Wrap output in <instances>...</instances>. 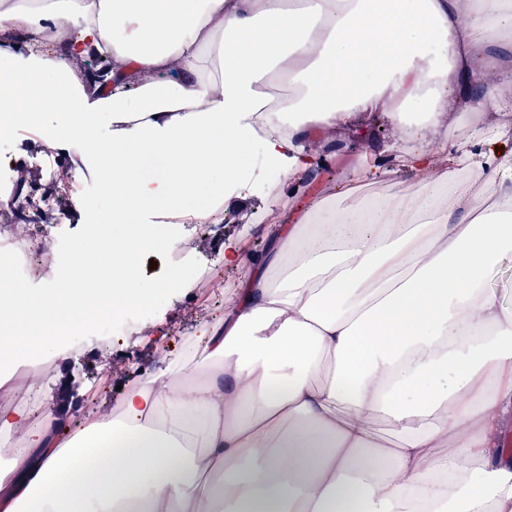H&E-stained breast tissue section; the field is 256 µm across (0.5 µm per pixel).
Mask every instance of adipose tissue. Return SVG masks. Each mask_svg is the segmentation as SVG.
Here are the masks:
<instances>
[{"mask_svg": "<svg viewBox=\"0 0 512 512\" xmlns=\"http://www.w3.org/2000/svg\"><path fill=\"white\" fill-rule=\"evenodd\" d=\"M27 26L112 60L88 96L47 52L6 47L0 81L20 115L69 112L47 149L111 113L88 160L113 191L122 231L98 239L121 285H89L100 255L77 251L70 291L1 292L16 323L0 358L47 353L42 333L78 301H146L135 281L153 242L131 201L176 200L217 165L197 215L227 213L256 115L286 189L261 255L224 256L237 285L187 393L147 380L77 429L0 405V431L26 430L0 512H512V308L488 285L512 252V151L491 126L443 161L420 142L449 105L504 112L487 74L512 76V0H0V29ZM45 82L51 96L32 99ZM357 112L399 121L387 151L416 178L380 193L370 222L369 155L342 192L306 181L308 142Z\"/></svg>", "mask_w": 512, "mask_h": 512, "instance_id": "obj_1", "label": "adipose tissue"}]
</instances>
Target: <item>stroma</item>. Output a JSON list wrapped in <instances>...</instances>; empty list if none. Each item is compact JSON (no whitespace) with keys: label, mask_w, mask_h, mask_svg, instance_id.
<instances>
[{"label":"stroma","mask_w":512,"mask_h":512,"mask_svg":"<svg viewBox=\"0 0 512 512\" xmlns=\"http://www.w3.org/2000/svg\"><path fill=\"white\" fill-rule=\"evenodd\" d=\"M328 138L332 147L321 153L322 167L332 180L338 181L349 174L359 154L380 153L397 135L388 116L359 112L337 121ZM56 160L64 166L81 168L82 178L95 185L86 204L67 210L58 243L69 252L80 248L95 250V241L84 233L82 223L94 219L111 224L112 191L107 185L98 184V176L88 162L78 161L76 145H69L57 154ZM240 166L251 172L247 198L228 219L209 232L191 222L173 227L175 237L187 244L181 256L191 269L187 287L168 294L155 293L157 280L172 260L166 252L155 254L152 263L143 265L138 281L140 289L154 293L150 322L133 328L129 335L113 338L102 336L97 327H88L83 343L68 347L66 356L54 362L53 374L42 378L41 396L46 406L67 398L66 416L73 420L108 409L119 402L123 389L167 370L208 334L224 311V298L215 294L214 279L223 280L228 288L237 279L236 270L224 263L225 246H236L245 258L262 252L266 246L263 230L272 198L264 184L266 168L260 149H253Z\"/></svg>","instance_id":"35a3bbf8"}]
</instances>
